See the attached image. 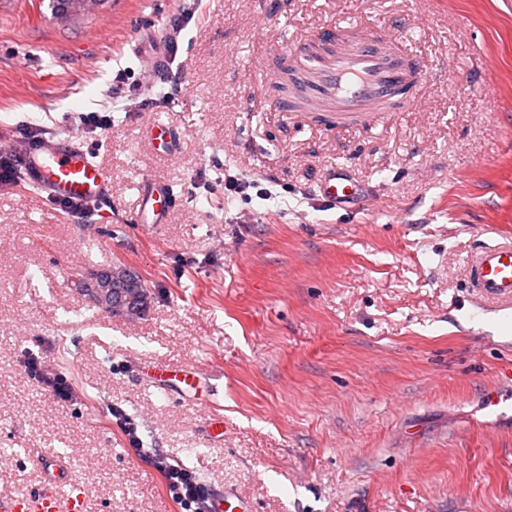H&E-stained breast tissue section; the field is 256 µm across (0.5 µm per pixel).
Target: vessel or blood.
<instances>
[{
    "mask_svg": "<svg viewBox=\"0 0 512 512\" xmlns=\"http://www.w3.org/2000/svg\"><path fill=\"white\" fill-rule=\"evenodd\" d=\"M336 50L325 60H307L314 92L343 119L381 111L383 103L404 93L406 107H413L426 80V67L404 40L347 26L336 29ZM29 173L35 186L55 200L69 199L89 204L105 198L112 181L108 171L76 139L42 140L34 151ZM138 223H161L164 213L176 203L172 190L150 181ZM317 190L322 197L344 202L357 199L360 190L346 166L325 171ZM472 288L486 297L512 303V241L486 244L472 256ZM80 496H64L45 487L26 499L0 498V512H80Z\"/></svg>",
    "mask_w": 512,
    "mask_h": 512,
    "instance_id": "1",
    "label": "vessel or blood"
}]
</instances>
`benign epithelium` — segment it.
<instances>
[{
    "instance_id": "1",
    "label": "benign epithelium",
    "mask_w": 512,
    "mask_h": 512,
    "mask_svg": "<svg viewBox=\"0 0 512 512\" xmlns=\"http://www.w3.org/2000/svg\"><path fill=\"white\" fill-rule=\"evenodd\" d=\"M100 2L102 0H59L56 13L61 16L89 13ZM85 288L91 300L108 311L135 315L142 311L140 278L124 265L94 274Z\"/></svg>"
}]
</instances>
